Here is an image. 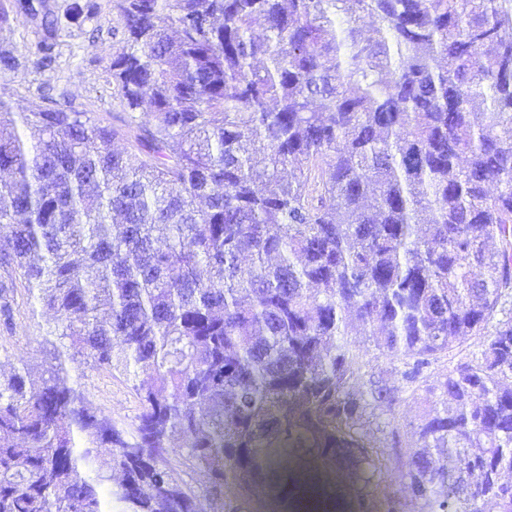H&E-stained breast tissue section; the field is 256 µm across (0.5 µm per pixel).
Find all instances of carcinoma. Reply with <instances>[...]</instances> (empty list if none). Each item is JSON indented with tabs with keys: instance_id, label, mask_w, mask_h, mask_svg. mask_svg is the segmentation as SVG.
Listing matches in <instances>:
<instances>
[{
	"instance_id": "obj_1",
	"label": "carcinoma",
	"mask_w": 512,
	"mask_h": 512,
	"mask_svg": "<svg viewBox=\"0 0 512 512\" xmlns=\"http://www.w3.org/2000/svg\"><path fill=\"white\" fill-rule=\"evenodd\" d=\"M114 9L123 125L0 96V325L15 271L55 312L41 370L0 376V512H205L178 439L223 512L307 456L349 464L361 509L366 428L421 389L440 407L391 430L420 512H512V0ZM355 321L398 384L361 371ZM73 373L85 371L86 389L91 400L97 406L112 414L117 422H130L138 413V400L122 377L111 375L107 370L89 371L86 365L78 358L71 364Z\"/></svg>"
}]
</instances>
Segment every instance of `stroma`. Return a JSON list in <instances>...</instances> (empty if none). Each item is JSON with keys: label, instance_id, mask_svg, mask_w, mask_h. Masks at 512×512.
Returning <instances> with one entry per match:
<instances>
[{"label": "stroma", "instance_id": "1", "mask_svg": "<svg viewBox=\"0 0 512 512\" xmlns=\"http://www.w3.org/2000/svg\"><path fill=\"white\" fill-rule=\"evenodd\" d=\"M71 0H47L58 15L56 28L57 58L51 66L41 67L39 44L46 35L42 16L14 10L8 25L0 27V47L13 50L20 65L15 72L0 78V95L23 99L30 108H41L47 98L69 100L75 110L96 119L121 124L125 110L112 83L110 64L120 46L115 31L113 0H96L93 18L70 22L63 13ZM15 326L13 332L0 330V371L27 363L39 364L36 339L43 334L53 314L34 306L24 281L15 290ZM73 372L86 373V389L97 406L111 413L118 422L131 421L138 412V400L124 379L108 371H86L75 361ZM371 445L382 447L387 455V472L372 492L373 512H385L387 500H394L399 512H419L407 493L401 474L406 451L386 448L383 432L369 435ZM275 512H357L350 482L343 472L330 470L322 462L310 461L299 467L280 469L273 479Z\"/></svg>", "mask_w": 512, "mask_h": 512}]
</instances>
